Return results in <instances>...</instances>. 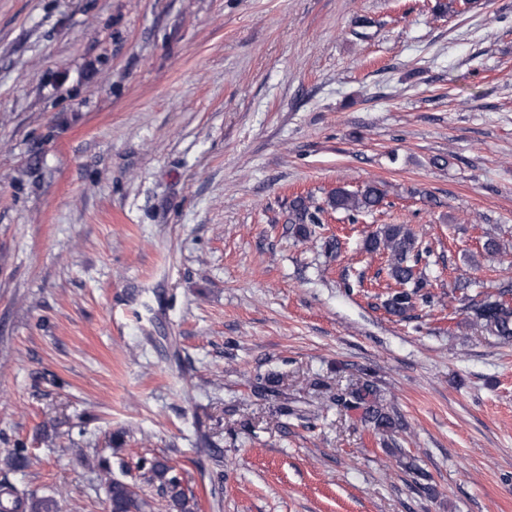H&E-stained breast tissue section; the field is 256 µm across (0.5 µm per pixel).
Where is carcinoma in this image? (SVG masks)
<instances>
[{
  "label": "carcinoma",
  "mask_w": 512,
  "mask_h": 512,
  "mask_svg": "<svg viewBox=\"0 0 512 512\" xmlns=\"http://www.w3.org/2000/svg\"><path fill=\"white\" fill-rule=\"evenodd\" d=\"M383 200L384 192L375 185H369L360 192L338 187L328 196L326 206L336 211L363 214L377 210ZM290 210L296 233L307 237L312 233V226L320 223L319 213L324 208L297 197L292 201ZM364 249L369 253L386 255L387 274L402 289L389 296L385 308L393 316H406L414 308L413 296L424 287L415 271L419 249L414 232L405 224H385L366 237ZM472 312L476 325L490 335L512 337V307L507 302L488 295L473 304ZM335 402L343 410L361 412V420L376 434L388 436L399 427V422L381 403L376 387L369 381L336 393ZM143 479L157 484L158 492L168 498L175 512H197V502L183 491L173 466L155 460L143 473ZM108 495L113 512H143L146 505L133 486L119 479H110ZM0 512H60V507L52 497L19 489L4 481L0 483Z\"/></svg>",
  "instance_id": "carcinoma-1"
}]
</instances>
